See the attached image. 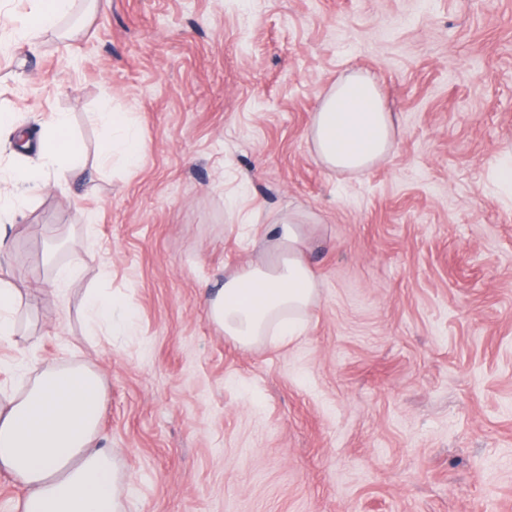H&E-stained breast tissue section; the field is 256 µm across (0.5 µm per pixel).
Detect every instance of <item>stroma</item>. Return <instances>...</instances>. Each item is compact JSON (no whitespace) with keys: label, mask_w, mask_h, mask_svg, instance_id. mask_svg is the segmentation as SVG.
Returning a JSON list of instances; mask_svg holds the SVG:
<instances>
[{"label":"stroma","mask_w":512,"mask_h":512,"mask_svg":"<svg viewBox=\"0 0 512 512\" xmlns=\"http://www.w3.org/2000/svg\"><path fill=\"white\" fill-rule=\"evenodd\" d=\"M61 26L0 27V109L33 134L68 113L92 161L106 101L142 154L0 211L25 301L0 359L101 374L126 512H512V0H74ZM358 71L396 135L338 174L307 131ZM41 160L0 134V204ZM288 210L314 226L318 297L300 336L237 346L205 299ZM89 288L132 307L131 335H87ZM85 265V257L82 252H73L68 261L61 266L56 267L54 272L53 284L59 291L60 297L66 296L67 285L75 270Z\"/></svg>","instance_id":"stroma-1"}]
</instances>
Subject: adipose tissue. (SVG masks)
<instances>
[{
    "mask_svg": "<svg viewBox=\"0 0 512 512\" xmlns=\"http://www.w3.org/2000/svg\"><path fill=\"white\" fill-rule=\"evenodd\" d=\"M17 27L33 42L57 27L72 0H29ZM102 129L98 167L140 160L142 139L129 113L102 104L96 114ZM395 134L374 80L355 74L337 80L313 113L309 140L317 162L356 173L382 161ZM43 164L23 168L16 177L11 210H23L31 193L50 180L76 181L84 155L70 136L66 113L53 114L41 137ZM310 236L301 216L284 215L263 235L264 259L225 275L210 298L209 318L233 343L250 347L276 333L290 339L302 332V316L318 296V281L305 258ZM83 312L90 330L116 336L130 333L134 314L111 295L87 290ZM20 389H0V474L21 490L15 512H125L126 476L110 449L99 444L106 388L91 367L33 368L26 361L8 364Z\"/></svg>",
    "mask_w": 512,
    "mask_h": 512,
    "instance_id": "obj_1",
    "label": "adipose tissue"
}]
</instances>
